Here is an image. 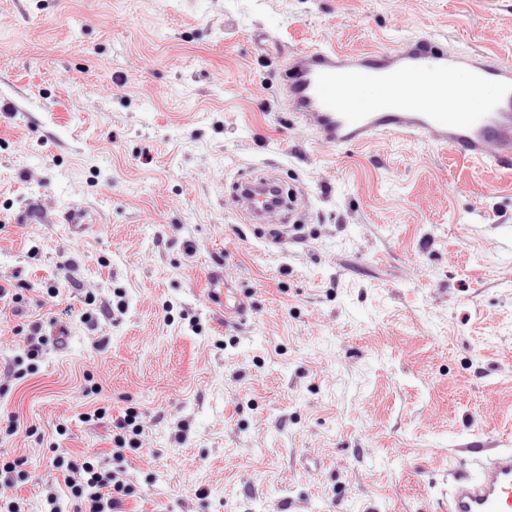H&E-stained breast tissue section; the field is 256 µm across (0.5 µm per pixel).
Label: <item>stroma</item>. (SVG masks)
<instances>
[{"instance_id": "1", "label": "stroma", "mask_w": 512, "mask_h": 512, "mask_svg": "<svg viewBox=\"0 0 512 512\" xmlns=\"http://www.w3.org/2000/svg\"><path fill=\"white\" fill-rule=\"evenodd\" d=\"M421 37L512 60V0H0V285L26 290L0 456L26 512H75L55 453L108 458L129 410L128 512H448L453 474L512 448V173L327 144L280 79ZM241 171L304 200L285 240L237 208ZM22 322L62 342L16 380ZM24 462L21 460H6L0 461V487L11 489L18 483H22L26 478L25 470L21 469Z\"/></svg>"}]
</instances>
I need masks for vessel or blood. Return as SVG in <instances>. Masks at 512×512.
I'll list each match as a JSON object with an SVG mask.
<instances>
[{"instance_id": "b4317fda", "label": "vessel or blood", "mask_w": 512, "mask_h": 512, "mask_svg": "<svg viewBox=\"0 0 512 512\" xmlns=\"http://www.w3.org/2000/svg\"><path fill=\"white\" fill-rule=\"evenodd\" d=\"M459 63L426 40L395 54L352 59L323 48L293 56L282 80L294 110L328 144L354 146L393 131L431 133L459 158L512 168V63L468 60L469 81L449 85ZM427 75L433 83L415 99L410 89ZM376 82L389 87L386 98H355L359 87ZM487 84L497 87L495 97L481 95ZM479 466L477 474L453 478L448 512H512V449L480 459Z\"/></svg>"}]
</instances>
